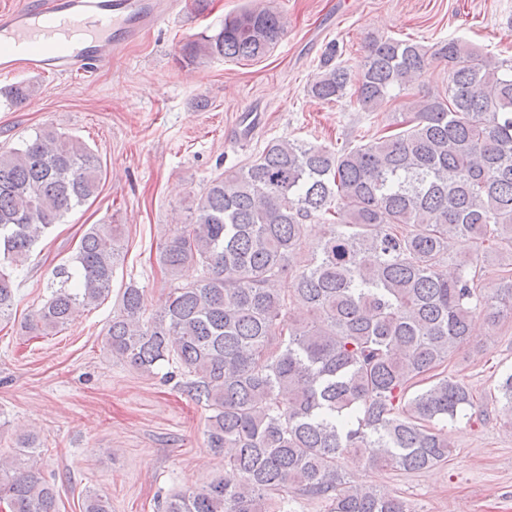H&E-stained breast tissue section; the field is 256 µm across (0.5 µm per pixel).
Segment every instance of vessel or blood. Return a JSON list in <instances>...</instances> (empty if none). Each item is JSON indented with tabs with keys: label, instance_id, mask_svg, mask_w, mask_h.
Wrapping results in <instances>:
<instances>
[{
	"label": "vessel or blood",
	"instance_id": "vessel-or-blood-1",
	"mask_svg": "<svg viewBox=\"0 0 512 512\" xmlns=\"http://www.w3.org/2000/svg\"><path fill=\"white\" fill-rule=\"evenodd\" d=\"M188 6V0H31L28 8L0 12V36L15 49L0 70L81 77Z\"/></svg>",
	"mask_w": 512,
	"mask_h": 512
}]
</instances>
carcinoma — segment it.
<instances>
[{"label":"carcinoma","instance_id":"obj_1","mask_svg":"<svg viewBox=\"0 0 512 512\" xmlns=\"http://www.w3.org/2000/svg\"><path fill=\"white\" fill-rule=\"evenodd\" d=\"M285 30L282 15L254 6L183 51L191 64L253 61ZM438 62L447 83L392 119L397 132L339 149L275 139L213 178L161 244L171 288L159 314L146 315L143 289L124 288L103 349L148 377L171 367L209 411L206 445L224 457V477L170 496L163 512H288L293 495L326 500L330 512H405L399 498L351 483L348 468L448 462V434L433 421L456 419L474 396L437 370L470 341L475 317L492 327L512 318V267L491 286L478 269L490 252H512V59L489 64L455 39L428 48L372 37L356 88L329 58L308 93L378 112ZM34 92L18 84L5 98L21 104ZM101 180L98 157L53 128L0 151V319L33 247ZM314 220L326 231L306 257ZM454 238L474 252L450 278ZM120 240L119 224L89 225L27 329L46 336L104 301ZM292 267L285 294L278 283ZM491 401L512 416V373ZM40 458L32 434L0 456L9 512H59ZM82 512L112 503L89 493Z\"/></svg>","mask_w":512,"mask_h":512}]
</instances>
